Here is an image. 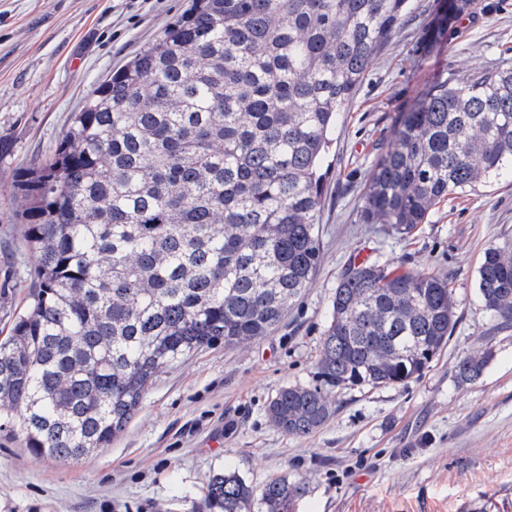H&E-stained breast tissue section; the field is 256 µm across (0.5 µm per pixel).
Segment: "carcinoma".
<instances>
[{
	"instance_id": "1",
	"label": "carcinoma",
	"mask_w": 512,
	"mask_h": 512,
	"mask_svg": "<svg viewBox=\"0 0 512 512\" xmlns=\"http://www.w3.org/2000/svg\"><path fill=\"white\" fill-rule=\"evenodd\" d=\"M411 0H189L74 115L52 161L16 176L39 256L0 339V407L26 447L85 459L117 438L161 370L273 334L321 263L332 134ZM512 181V66L436 84L376 160L362 223L403 236L455 194ZM477 293L512 323V242L488 246ZM459 322L448 277L351 261L338 277L320 384L269 401L291 437L336 413L332 392L420 378ZM492 358L454 366L464 387ZM301 480L260 493L208 480L209 512H293Z\"/></svg>"
}]
</instances>
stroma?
Returning a JSON list of instances; mask_svg holds the SVG:
<instances>
[{
    "label": "stroma",
    "mask_w": 512,
    "mask_h": 512,
    "mask_svg": "<svg viewBox=\"0 0 512 512\" xmlns=\"http://www.w3.org/2000/svg\"><path fill=\"white\" fill-rule=\"evenodd\" d=\"M188 0H0V336L31 288L17 174L47 162L93 90L155 40ZM333 133L317 224L322 260L271 336L199 351L159 372L108 448L79 462L36 455L0 431V512H204L209 476L254 488L303 480L295 512H512V327L476 294L486 247L512 241V182L454 196L407 236L361 219L376 157L393 127L441 78L468 83L512 65V0H412ZM447 275L460 320L432 367L403 386L334 392L335 415L294 438L267 404L317 384L337 278L357 255ZM492 348L482 378L459 387L456 361ZM221 437L222 445L208 447Z\"/></svg>",
    "instance_id": "obj_1"
}]
</instances>
